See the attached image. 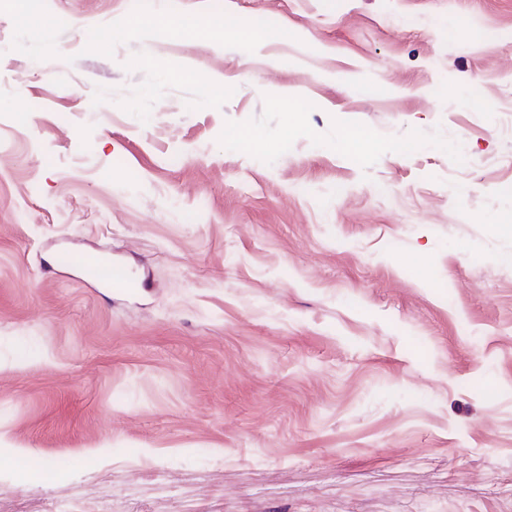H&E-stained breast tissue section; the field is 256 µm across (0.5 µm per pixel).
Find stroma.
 <instances>
[{
    "mask_svg": "<svg viewBox=\"0 0 512 512\" xmlns=\"http://www.w3.org/2000/svg\"><path fill=\"white\" fill-rule=\"evenodd\" d=\"M24 10L0 0V452L50 466L0 468V512H512V0H36L44 40ZM157 22L167 29L184 35L193 33L199 39H222L225 44L227 38H232L235 46L247 51L259 47L266 37V33L263 29L245 25L241 22L234 23L229 27L224 18L212 31L199 30L191 20L186 18L164 14L157 17ZM91 272L107 286L129 290L135 287L134 281L127 270L116 263L95 262L90 266Z\"/></svg>",
    "mask_w": 512,
    "mask_h": 512,
    "instance_id": "35a3bbf8",
    "label": "stroma"
}]
</instances>
